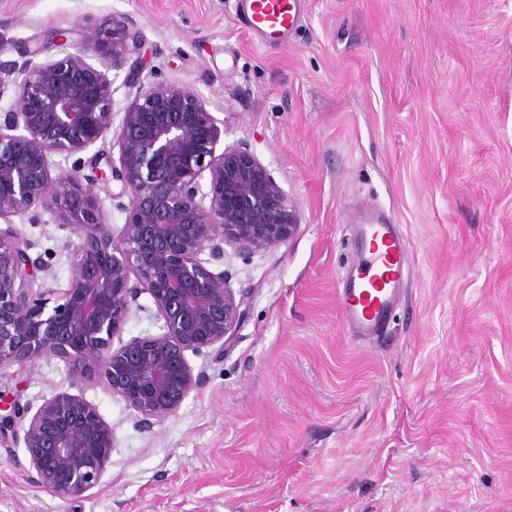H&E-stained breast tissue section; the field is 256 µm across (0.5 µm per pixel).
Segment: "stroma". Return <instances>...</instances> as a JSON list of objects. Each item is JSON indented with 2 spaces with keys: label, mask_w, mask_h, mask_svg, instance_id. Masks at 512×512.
I'll return each instance as SVG.
<instances>
[{
  "label": "stroma",
  "mask_w": 512,
  "mask_h": 512,
  "mask_svg": "<svg viewBox=\"0 0 512 512\" xmlns=\"http://www.w3.org/2000/svg\"><path fill=\"white\" fill-rule=\"evenodd\" d=\"M238 0H0V64L54 30L126 14L143 82L202 96L296 207L287 244L203 253L248 316L224 353H188L200 387L145 429L82 385L115 436L100 484L41 489L0 445V512H512V0H302L287 40L246 31ZM374 211L408 242L402 301L379 334L338 290ZM53 287L70 237L52 210L15 218ZM0 385L39 406L67 390L53 357Z\"/></svg>",
  "instance_id": "35a3bbf8"
}]
</instances>
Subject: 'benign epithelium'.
Segmentation results:
<instances>
[{"instance_id":"benign-epithelium-1","label":"benign epithelium","mask_w":512,"mask_h":512,"mask_svg":"<svg viewBox=\"0 0 512 512\" xmlns=\"http://www.w3.org/2000/svg\"><path fill=\"white\" fill-rule=\"evenodd\" d=\"M75 36L81 50L70 53ZM54 42L56 59L36 60L37 47L0 67V95L14 94L0 122V375L17 377L38 358H57L72 376L103 383L150 428L198 386L186 352L224 351L245 317L244 299L200 255L208 249L219 258L226 245L245 254L286 244L298 215L247 147L221 146V122L201 96L173 83H141L142 60L126 76L129 102L114 110L110 72L142 44L132 17L115 15L103 31L60 28ZM104 50L110 63L87 62ZM109 134L118 160L98 153L89 174L79 160L68 170L51 160ZM110 177L129 195L118 231L94 191ZM37 208L56 210L75 236L64 245L72 267L64 288H44V266L12 227V218ZM143 293L162 333L114 345ZM9 409L0 415V443L24 445L41 488L70 499L100 483L115 438L83 395L55 393L34 412L16 398Z\"/></svg>"}]
</instances>
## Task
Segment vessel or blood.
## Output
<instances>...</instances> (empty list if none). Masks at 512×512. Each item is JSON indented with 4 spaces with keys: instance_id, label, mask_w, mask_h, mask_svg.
I'll use <instances>...</instances> for the list:
<instances>
[{
    "instance_id": "1",
    "label": "vessel or blood",
    "mask_w": 512,
    "mask_h": 512,
    "mask_svg": "<svg viewBox=\"0 0 512 512\" xmlns=\"http://www.w3.org/2000/svg\"><path fill=\"white\" fill-rule=\"evenodd\" d=\"M243 9L248 28L268 38H284L298 23L297 0H244ZM361 230L369 238V255L340 290L339 305L345 321L371 336L382 329L403 292L409 255L393 224L369 215Z\"/></svg>"
}]
</instances>
